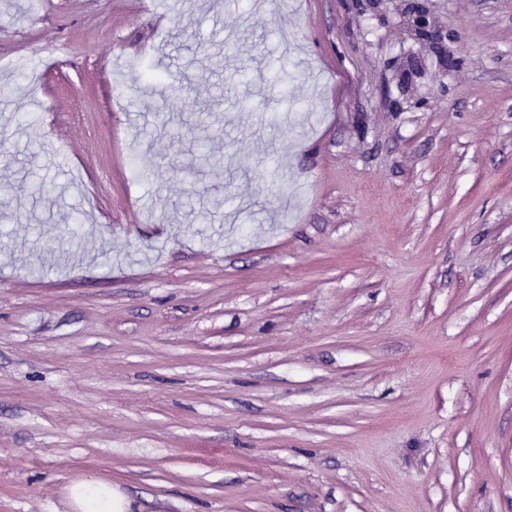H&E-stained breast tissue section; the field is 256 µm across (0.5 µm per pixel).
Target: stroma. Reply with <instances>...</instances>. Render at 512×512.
Masks as SVG:
<instances>
[{
	"mask_svg": "<svg viewBox=\"0 0 512 512\" xmlns=\"http://www.w3.org/2000/svg\"><path fill=\"white\" fill-rule=\"evenodd\" d=\"M421 2L0 0V512H512V0ZM70 498L81 512H127L129 503L101 481H84L70 488Z\"/></svg>",
	"mask_w": 512,
	"mask_h": 512,
	"instance_id": "1",
	"label": "stroma"
}]
</instances>
